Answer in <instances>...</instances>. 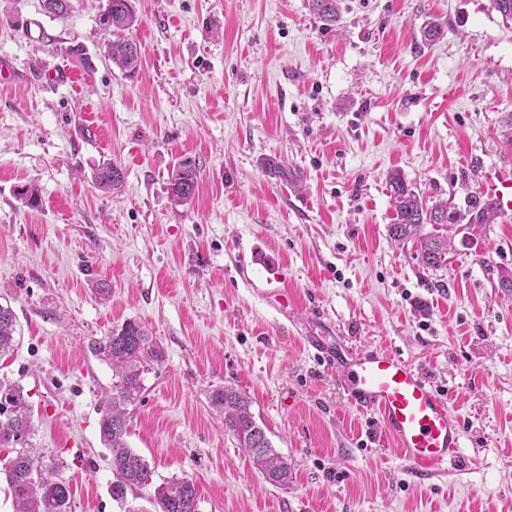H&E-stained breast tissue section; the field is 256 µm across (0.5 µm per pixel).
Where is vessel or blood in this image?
<instances>
[{"label": "vessel or blood", "mask_w": 512, "mask_h": 512, "mask_svg": "<svg viewBox=\"0 0 512 512\" xmlns=\"http://www.w3.org/2000/svg\"><path fill=\"white\" fill-rule=\"evenodd\" d=\"M482 190L501 211L512 210V168L490 175ZM336 378L350 407L373 417L384 441L421 480L455 466L463 446L462 419L450 395L419 366L385 346L345 349L329 343L327 330L307 336Z\"/></svg>", "instance_id": "obj_1"}]
</instances>
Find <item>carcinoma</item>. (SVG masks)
Returning a JSON list of instances; mask_svg holds the SVG:
<instances>
[{"label":"carcinoma","instance_id":"1","mask_svg":"<svg viewBox=\"0 0 512 512\" xmlns=\"http://www.w3.org/2000/svg\"><path fill=\"white\" fill-rule=\"evenodd\" d=\"M310 13L326 27H337L341 21L340 0H307ZM48 17L64 19L71 15L72 0H43ZM136 0H107V7L98 15V27L107 38V56L121 72L134 75L141 64V46L129 36L138 24ZM263 167L270 176L303 188V176L283 161L267 158ZM198 168L193 161L184 159L172 169L168 191L176 206L190 203L198 188ZM92 183L102 192H119L124 184L122 168L104 160L92 171ZM389 202L394 216L388 225L392 241L403 245L408 241L418 244L420 263L429 270L448 266V254L454 246L448 237L447 225L460 224L471 235L476 228L493 224L502 217L496 203L480 191L465 184V207L458 209L448 201L437 200L429 205L424 193L410 184L404 174L394 169L386 180ZM18 196L29 207L40 203V191L34 184L19 187ZM427 224L439 225L425 233ZM17 320L13 310L0 305V355L11 351L15 345ZM94 356L112 365L117 382L112 393L103 402L100 420V438L110 451L113 481L112 497L126 496L134 487L151 483L152 469L127 442L129 408L142 400L144 375L149 373L151 362L159 356L153 347L148 329L136 320L124 322L119 328L101 339L88 344ZM210 404L224 415V426L232 433L238 445L252 459L255 468L272 485L286 486L292 478L288 461L273 448L266 433L251 412V401L232 387H218L211 391ZM34 426L30 406L24 390L15 384L0 380V448L7 450L11 465H0L13 499L14 512H72L69 484L60 477L61 465L54 460H44L32 442ZM40 469L35 479H30L32 468ZM156 512H198L197 492L193 482L173 479L159 485L154 492Z\"/></svg>","mask_w":512,"mask_h":512}]
</instances>
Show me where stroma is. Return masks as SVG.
I'll use <instances>...</instances> for the list:
<instances>
[{"mask_svg":"<svg viewBox=\"0 0 512 512\" xmlns=\"http://www.w3.org/2000/svg\"><path fill=\"white\" fill-rule=\"evenodd\" d=\"M100 0L45 16L0 0V304L17 318L0 379L29 395L34 444L66 464L73 512H155V486L194 482L199 512H512V214L425 269L388 236L389 171L462 205V183L512 167V21L490 0H342L327 30L307 0H137L142 63L123 75L97 26ZM443 37L422 44L426 18ZM84 45L90 67L42 41ZM68 69L53 84L44 72ZM200 167L194 200L168 192L179 160ZM299 169L298 192L264 159ZM125 187L91 182L102 161ZM41 191L26 206L19 186ZM487 263H480V256ZM290 303L258 295L265 257ZM112 288L99 301L97 282ZM145 324L161 353L131 409L128 444L152 483L113 500L99 434L111 366L90 340ZM384 345L448 389L464 422L457 468L421 485L376 422L344 401L307 350ZM245 393L288 486L266 482L212 410ZM92 183L102 192H120L124 184L122 168L111 160L99 163L92 171Z\"/></svg>","mask_w":512,"mask_h":512,"instance_id":"stroma-1","label":"stroma"}]
</instances>
